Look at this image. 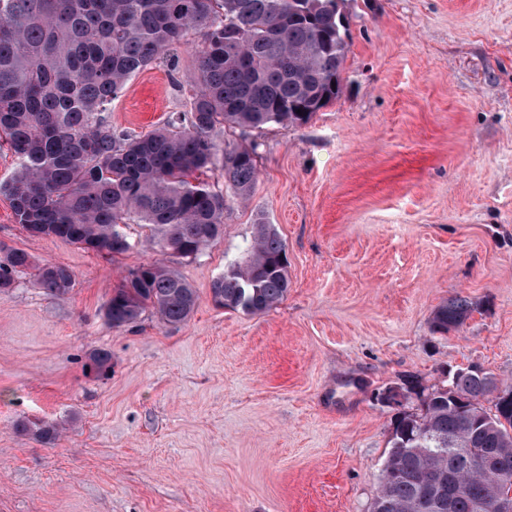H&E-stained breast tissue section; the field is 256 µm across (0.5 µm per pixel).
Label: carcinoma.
<instances>
[{"instance_id": "obj_1", "label": "carcinoma", "mask_w": 512, "mask_h": 512, "mask_svg": "<svg viewBox=\"0 0 512 512\" xmlns=\"http://www.w3.org/2000/svg\"><path fill=\"white\" fill-rule=\"evenodd\" d=\"M345 0H0V138L18 164L0 184L16 223L39 236L121 255L130 223L150 228L160 247L192 258L224 234V194L191 175L219 167L244 200L253 192L260 143H223L221 129L302 125L341 91L349 50ZM200 37L198 86L186 109L144 136L107 120L112 100L158 60L175 66L189 34ZM30 255L0 246V291L31 267ZM36 284L60 297L74 284L61 265L37 269ZM286 245L258 219L247 258L211 286L220 308L263 313L288 294ZM198 295L179 273L150 264L128 272L104 315L114 326L154 310L187 321ZM480 305L448 299L432 331L461 328ZM100 373L112 354L94 350ZM403 389L416 409L396 413L376 501L385 512H490L496 492L512 491V386L477 366L428 388L416 376ZM491 400L492 407L484 406ZM39 440L55 428L17 424Z\"/></svg>"}]
</instances>
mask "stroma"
<instances>
[{
  "label": "stroma",
  "mask_w": 512,
  "mask_h": 512,
  "mask_svg": "<svg viewBox=\"0 0 512 512\" xmlns=\"http://www.w3.org/2000/svg\"><path fill=\"white\" fill-rule=\"evenodd\" d=\"M341 93L300 126L229 130L260 144L248 202L193 259L131 225L125 254L15 224L0 244L69 267L46 295L33 271L0 291V512H370L389 450L380 393L477 365L512 385V0H347ZM177 70L136 73L109 118L138 135L184 110L196 43ZM288 251L268 312L217 307L257 219ZM163 263L195 288L184 323L104 306L129 270ZM480 303L433 333L453 295ZM95 349L112 354L90 371ZM55 425L50 443L18 422Z\"/></svg>",
  "instance_id": "stroma-1"
}]
</instances>
